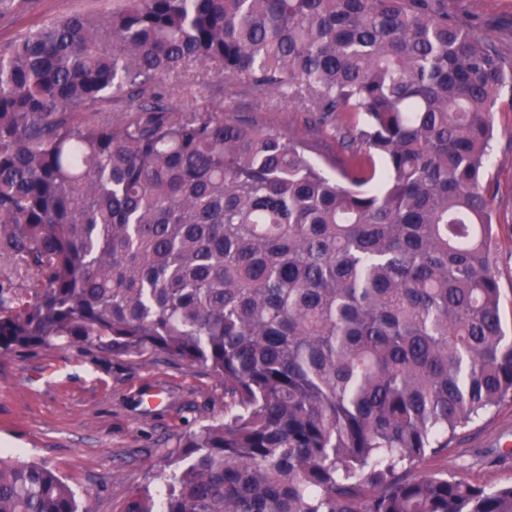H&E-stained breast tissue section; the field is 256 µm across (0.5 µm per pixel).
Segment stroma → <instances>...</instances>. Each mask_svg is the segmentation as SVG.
I'll use <instances>...</instances> for the list:
<instances>
[{
  "instance_id": "obj_1",
  "label": "stroma",
  "mask_w": 512,
  "mask_h": 512,
  "mask_svg": "<svg viewBox=\"0 0 512 512\" xmlns=\"http://www.w3.org/2000/svg\"><path fill=\"white\" fill-rule=\"evenodd\" d=\"M97 0H31L0 18V44L44 20L96 9ZM236 112L312 142L323 164L342 156L334 129L313 130L310 116L275 93L259 94L205 75ZM485 180L496 216L497 274L512 289V104L500 101ZM224 417V387L204 368L151 352L115 353L94 344L32 346L0 352V450L54 469L91 512H130L156 493L158 472L180 452L186 432ZM512 407L479 422L443 458L424 462L478 485H511Z\"/></svg>"
}]
</instances>
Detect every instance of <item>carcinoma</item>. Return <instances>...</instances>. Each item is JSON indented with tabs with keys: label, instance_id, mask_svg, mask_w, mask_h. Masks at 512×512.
Masks as SVG:
<instances>
[{
	"label": "carcinoma",
	"instance_id": "carcinoma-1",
	"mask_svg": "<svg viewBox=\"0 0 512 512\" xmlns=\"http://www.w3.org/2000/svg\"><path fill=\"white\" fill-rule=\"evenodd\" d=\"M197 65L341 132L310 142L167 80ZM512 28L448 0H106L0 45V351L66 339L200 365L224 420L133 512H512L423 473L512 406L483 182ZM130 109L116 114L112 101ZM385 164L377 186L367 188ZM0 512H85L0 457ZM27 276L24 267L3 259L0 261V288L19 292L26 288Z\"/></svg>",
	"mask_w": 512,
	"mask_h": 512
}]
</instances>
